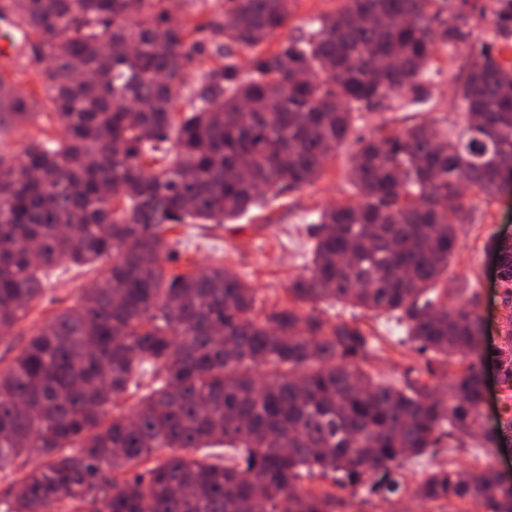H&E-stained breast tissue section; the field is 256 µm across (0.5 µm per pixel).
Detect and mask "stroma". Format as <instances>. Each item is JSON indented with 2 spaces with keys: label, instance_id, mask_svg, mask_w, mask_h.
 Returning a JSON list of instances; mask_svg holds the SVG:
<instances>
[{
  "label": "stroma",
  "instance_id": "35a3bbf8",
  "mask_svg": "<svg viewBox=\"0 0 512 512\" xmlns=\"http://www.w3.org/2000/svg\"><path fill=\"white\" fill-rule=\"evenodd\" d=\"M468 61L467 51L439 54L437 73L429 75L427 98L415 101L405 95L393 111L377 109L367 115L368 126H375L386 115H393L399 125L408 120L448 117L464 124L465 116L458 106L455 85L449 73L459 71ZM345 157L337 155L320 178L310 186L286 192L262 209H254L232 224H182L170 232V247L176 259V270L200 268L223 263L236 271L257 290L258 299L285 297L288 284L304 274L309 260L311 239L308 227L321 209L351 201L352 192L345 182ZM512 237V188L503 189L491 203L479 204L474 220L459 225L457 249L448 268V301L461 303L460 289L475 291L480 296L479 312L483 318L482 348L494 352L501 345L499 312L501 291L492 276L489 244L498 238ZM105 264H96L90 271L58 267L51 273L38 307L13 332L0 339V368L6 366L24 345L31 329L47 320L58 310L74 305L81 290L91 288L95 278L105 271ZM364 324L374 335L388 340L385 350L372 361V371L378 379L402 382L408 367L418 365L420 355L411 345L399 344L403 328L396 320L367 316ZM506 392L496 373L488 375V400L482 407V432L448 447L420 457L406 459L401 473L407 480L419 478L425 471L442 464L468 471L492 467L512 468V448L503 449L501 442H489L485 435L493 431L504 417Z\"/></svg>",
  "mask_w": 512,
  "mask_h": 512
}]
</instances>
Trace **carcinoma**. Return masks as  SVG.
Wrapping results in <instances>:
<instances>
[{"label": "carcinoma", "mask_w": 512, "mask_h": 512, "mask_svg": "<svg viewBox=\"0 0 512 512\" xmlns=\"http://www.w3.org/2000/svg\"><path fill=\"white\" fill-rule=\"evenodd\" d=\"M207 2L181 15L171 0H0L42 65L36 92L0 73V135L46 116L62 128L0 152V338L46 271L110 262L0 368V470L23 472L0 512H336L361 486L392 512L408 498L512 512L492 468L439 466L416 486L399 473L480 426L478 298L448 306L444 277L475 209L456 186L489 203L512 171V0H339L272 48L297 0H224L217 17ZM461 48L463 129L385 119L363 133V113L421 91L438 54ZM346 144L355 200L317 213L290 306L257 305L222 264L166 268L174 225L260 208ZM491 249L512 306V242ZM300 303L391 314L425 365L403 386L378 381L359 319ZM494 364L512 389V329ZM127 396L131 413L109 416ZM218 444L233 454L182 453ZM34 451L46 462L27 471Z\"/></svg>", "instance_id": "1"}]
</instances>
